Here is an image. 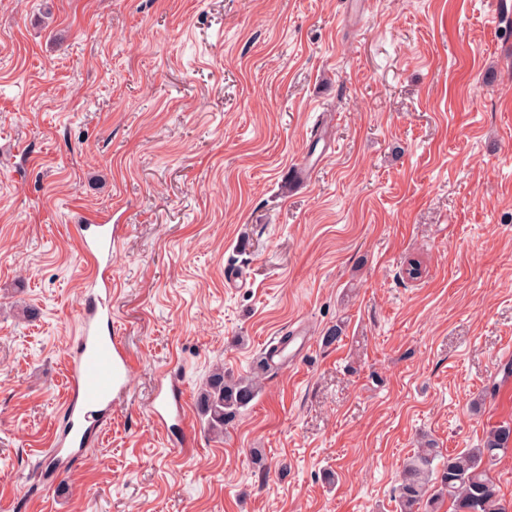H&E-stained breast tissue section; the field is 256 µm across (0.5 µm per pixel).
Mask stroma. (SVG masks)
<instances>
[{"label":"stroma","mask_w":512,"mask_h":512,"mask_svg":"<svg viewBox=\"0 0 512 512\" xmlns=\"http://www.w3.org/2000/svg\"><path fill=\"white\" fill-rule=\"evenodd\" d=\"M351 2L0 0V512H399L418 440L512 423V0ZM101 213L130 392L56 480ZM259 366L250 376L226 379L224 368H215L200 391V407L211 431L224 433V426L232 423L259 393Z\"/></svg>","instance_id":"stroma-1"}]
</instances>
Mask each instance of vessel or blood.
Returning a JSON list of instances; mask_svg holds the SVG:
<instances>
[{
    "mask_svg": "<svg viewBox=\"0 0 512 512\" xmlns=\"http://www.w3.org/2000/svg\"><path fill=\"white\" fill-rule=\"evenodd\" d=\"M122 228L117 224L85 223L75 227L83 256L95 274L86 283L89 295L80 314L81 328L67 362L69 394L65 424L55 437V475H64L84 452L99 424L119 406L129 390L130 356L112 333V246Z\"/></svg>",
    "mask_w": 512,
    "mask_h": 512,
    "instance_id": "vessel-or-blood-1",
    "label": "vessel or blood"
}]
</instances>
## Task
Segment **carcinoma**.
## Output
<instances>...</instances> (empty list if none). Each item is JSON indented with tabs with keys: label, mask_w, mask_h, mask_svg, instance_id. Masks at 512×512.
<instances>
[{
	"label": "carcinoma",
	"mask_w": 512,
	"mask_h": 512,
	"mask_svg": "<svg viewBox=\"0 0 512 512\" xmlns=\"http://www.w3.org/2000/svg\"><path fill=\"white\" fill-rule=\"evenodd\" d=\"M227 379L224 369L215 368L200 391V407L211 431L222 433L259 393V372ZM512 448V424L492 427L479 448H467L443 457L440 450L425 445L403 466L397 488L400 512H436L446 498L453 512H512L503 503L488 465Z\"/></svg>",
	"instance_id": "1"
}]
</instances>
